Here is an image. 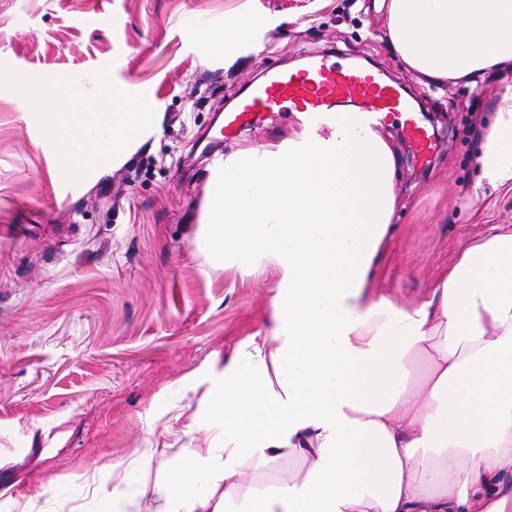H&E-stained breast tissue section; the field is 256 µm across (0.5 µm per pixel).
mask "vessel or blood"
Instances as JSON below:
<instances>
[{"instance_id": "1", "label": "vessel or blood", "mask_w": 512, "mask_h": 512, "mask_svg": "<svg viewBox=\"0 0 512 512\" xmlns=\"http://www.w3.org/2000/svg\"><path fill=\"white\" fill-rule=\"evenodd\" d=\"M342 103H354L362 111L401 115L403 130L416 163H428L435 149L432 134L420 124L399 88L386 84L379 74L352 67L323 55L298 70H277L261 83L248 84L238 106L224 115V124L211 136L203 157L211 167L209 191L199 201L207 215L224 213V139L261 117L279 112L324 114Z\"/></svg>"}]
</instances>
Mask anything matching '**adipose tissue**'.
Segmentation results:
<instances>
[{
  "label": "adipose tissue",
  "mask_w": 512,
  "mask_h": 512,
  "mask_svg": "<svg viewBox=\"0 0 512 512\" xmlns=\"http://www.w3.org/2000/svg\"><path fill=\"white\" fill-rule=\"evenodd\" d=\"M377 6L415 76L512 69V0ZM478 163L512 183V86ZM396 171L382 124L355 111L225 158L203 240L243 276L277 272L272 324L225 362L201 446L160 478L155 448L121 473L134 512H512V231L467 247L420 302L376 295Z\"/></svg>",
  "instance_id": "adipose-tissue-1"
}]
</instances>
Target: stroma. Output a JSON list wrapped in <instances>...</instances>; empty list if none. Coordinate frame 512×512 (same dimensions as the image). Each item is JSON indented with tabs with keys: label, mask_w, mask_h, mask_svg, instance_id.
Instances as JSON below:
<instances>
[{
	"label": "stroma",
	"mask_w": 512,
	"mask_h": 512,
	"mask_svg": "<svg viewBox=\"0 0 512 512\" xmlns=\"http://www.w3.org/2000/svg\"><path fill=\"white\" fill-rule=\"evenodd\" d=\"M264 17L235 59L186 36L197 18ZM335 51L410 83L438 144L416 164L395 120L399 226L376 291L427 296L470 241L512 228V184L480 179L477 155L512 72L472 85L420 84L390 48L375 0H0V63L24 75L110 66L145 93L152 131L76 190L51 173L52 146L18 96L0 94V512H117V475L143 448H192L224 363L271 325L275 271L259 279L210 260L198 240L205 192L196 135L238 105L265 68ZM300 129L286 112L225 138L272 149Z\"/></svg>",
	"instance_id": "1"
}]
</instances>
